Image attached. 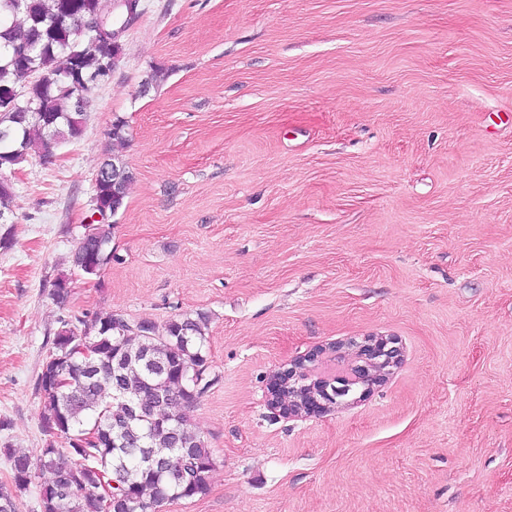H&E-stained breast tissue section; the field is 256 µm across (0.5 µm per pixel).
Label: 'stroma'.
Here are the masks:
<instances>
[{
    "mask_svg": "<svg viewBox=\"0 0 512 512\" xmlns=\"http://www.w3.org/2000/svg\"><path fill=\"white\" fill-rule=\"evenodd\" d=\"M120 41L82 136L7 175L0 482L6 449L50 441L62 318L202 313L189 417L217 468L162 512H512V0H140ZM118 116L134 180L88 279L70 257ZM372 335L402 360L368 397L269 406L271 372Z\"/></svg>",
    "mask_w": 512,
    "mask_h": 512,
    "instance_id": "1",
    "label": "stroma"
}]
</instances>
